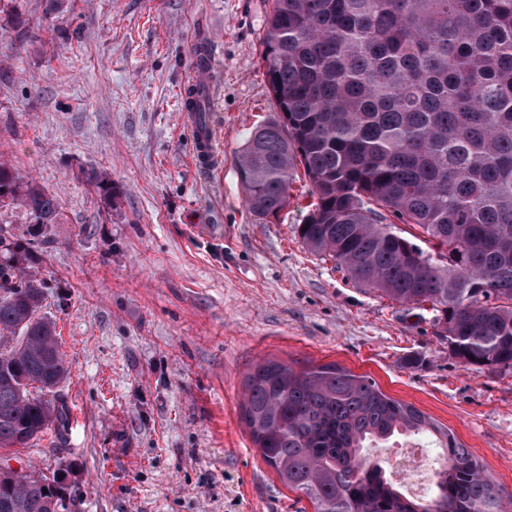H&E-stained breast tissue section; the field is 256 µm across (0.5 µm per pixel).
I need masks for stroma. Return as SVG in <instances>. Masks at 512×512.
Masks as SVG:
<instances>
[{"label":"stroma","instance_id":"obj_1","mask_svg":"<svg viewBox=\"0 0 512 512\" xmlns=\"http://www.w3.org/2000/svg\"><path fill=\"white\" fill-rule=\"evenodd\" d=\"M0 0V162L53 195L35 238L69 376L63 426L4 467L64 472L74 512H314L243 421L259 363H338L448 426L512 502V369L456 359L433 312L356 285L244 202L238 158L277 104L259 66L269 0ZM212 44L219 168L192 164L181 91ZM101 175L104 196L81 171Z\"/></svg>","mask_w":512,"mask_h":512}]
</instances>
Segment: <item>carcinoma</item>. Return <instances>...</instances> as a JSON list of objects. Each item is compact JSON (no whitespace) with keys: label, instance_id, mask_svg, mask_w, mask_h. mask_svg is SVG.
I'll use <instances>...</instances> for the list:
<instances>
[{"label":"carcinoma","instance_id":"carcinoma-1","mask_svg":"<svg viewBox=\"0 0 512 512\" xmlns=\"http://www.w3.org/2000/svg\"><path fill=\"white\" fill-rule=\"evenodd\" d=\"M262 51L279 115L239 156L247 207L284 209L298 169L315 198L299 232L359 285L440 313L465 364L512 368V0H271ZM188 103L210 111L203 90ZM53 224L55 197L0 163V206ZM404 224L406 231L399 228ZM33 242L0 226V451L66 417L56 325ZM447 260L438 263L429 255ZM243 416L264 462L315 512H506L447 426L336 363L254 367ZM428 437L435 492L402 493L364 449ZM63 481L0 471L9 512H56Z\"/></svg>","mask_w":512,"mask_h":512}]
</instances>
